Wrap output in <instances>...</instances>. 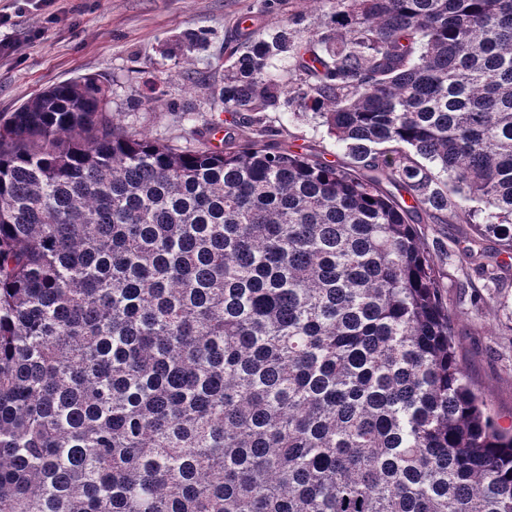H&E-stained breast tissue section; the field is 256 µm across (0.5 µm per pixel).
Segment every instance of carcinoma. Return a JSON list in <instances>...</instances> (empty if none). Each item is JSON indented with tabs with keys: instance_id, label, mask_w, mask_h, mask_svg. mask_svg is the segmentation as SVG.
<instances>
[{
	"instance_id": "carcinoma-1",
	"label": "carcinoma",
	"mask_w": 512,
	"mask_h": 512,
	"mask_svg": "<svg viewBox=\"0 0 512 512\" xmlns=\"http://www.w3.org/2000/svg\"><path fill=\"white\" fill-rule=\"evenodd\" d=\"M310 2L206 97L253 139L157 141L92 77L0 113V512H512L416 229L479 201L469 254L512 251V0ZM281 112H267V124L275 129H284L275 137L282 146H292L295 150L307 153H317L328 161L350 162L344 152L336 147L334 138L329 137L326 128L318 126L317 121L311 118V114H300L286 121ZM302 149H300V148Z\"/></svg>"
}]
</instances>
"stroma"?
Segmentation results:
<instances>
[{"label":"stroma","instance_id":"35a3bbf8","mask_svg":"<svg viewBox=\"0 0 512 512\" xmlns=\"http://www.w3.org/2000/svg\"><path fill=\"white\" fill-rule=\"evenodd\" d=\"M37 0H0V112H11L48 87L76 77H93L112 89L111 114L123 127L152 138L184 144L211 143L215 130L234 129L251 137L231 114L208 111L204 99L224 82L227 44L238 43L245 17L270 30L288 15L303 12L307 25L320 11L298 0H53L56 19L46 22ZM207 33L208 43L187 48V30ZM167 93L155 111L146 100L153 89ZM192 120H184V113ZM281 145L303 148L326 160L344 161L334 138L308 115H267ZM423 241L443 283L442 298L454 317L453 342L468 382L501 425L512 424V253L496 257L497 280L482 271L486 258L469 256L476 235L471 220L424 224Z\"/></svg>","mask_w":512,"mask_h":512}]
</instances>
